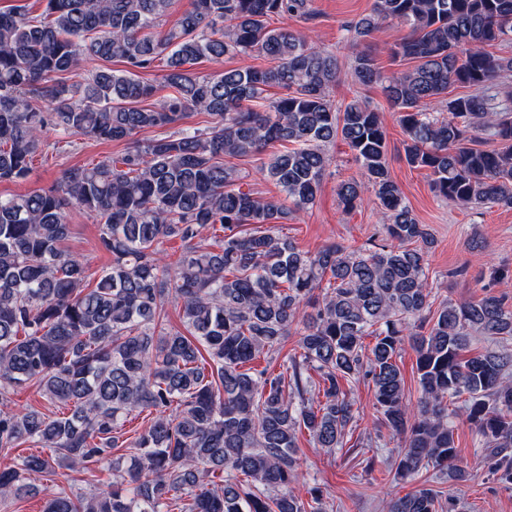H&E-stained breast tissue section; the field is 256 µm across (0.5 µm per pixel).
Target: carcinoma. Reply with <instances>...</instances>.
I'll list each match as a JSON object with an SVG mask.
<instances>
[{"label": "carcinoma", "mask_w": 512, "mask_h": 512, "mask_svg": "<svg viewBox=\"0 0 512 512\" xmlns=\"http://www.w3.org/2000/svg\"><path fill=\"white\" fill-rule=\"evenodd\" d=\"M43 2L39 15L0 9V182L28 178L48 129L128 147L67 169L47 190L0 197V451L51 449L1 465L0 500L26 495L27 474L107 463L106 490H62L44 512H326L321 488L308 502L291 489L298 434L330 452L345 447L358 413L346 385L360 380L372 385L376 438L385 429L402 439L397 479L430 467L464 478L454 466L461 414L493 480L512 487V351L470 348L475 336L512 338V308L488 292L434 306V240L390 174L380 113L362 97L332 98L346 78L380 85L406 162L429 172L435 195L512 208V57L494 51L512 39V0H375L345 26L354 40L346 74L309 37L272 25L311 17L314 0H193L170 29L162 20L173 0ZM388 20L409 28L392 55L410 66L384 75L356 40ZM254 55L270 65L188 69ZM90 59L124 68L67 82ZM158 60L171 94L154 102L156 86L139 73ZM454 85L468 92L448 96ZM191 112L211 121L183 125ZM151 129L164 133L134 139ZM482 135L497 147L474 146ZM338 139L361 178L338 183L337 198L348 212L373 193L384 242L303 251L281 234L283 204L243 190L227 160L289 145L260 159L258 173L303 210ZM72 206L95 216L112 255L92 288L83 261L62 250ZM216 224L221 240L195 243ZM165 238L184 244L173 265L158 249ZM169 302L180 328L162 323ZM293 333L282 371L257 364ZM406 343L416 353L415 408L397 363ZM29 384L71 412L13 409L11 392ZM144 411L150 424L124 436ZM387 512H439L438 499L418 488Z\"/></svg>", "instance_id": "cac0c4a2"}]
</instances>
